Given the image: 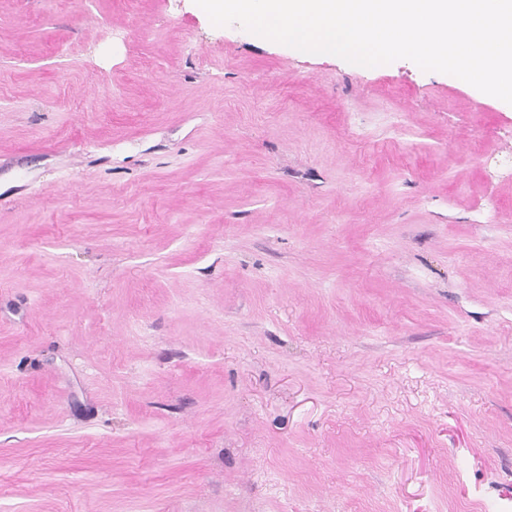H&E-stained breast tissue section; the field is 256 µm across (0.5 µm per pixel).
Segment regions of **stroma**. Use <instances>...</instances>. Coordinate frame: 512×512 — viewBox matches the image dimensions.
I'll use <instances>...</instances> for the list:
<instances>
[{
    "label": "stroma",
    "mask_w": 512,
    "mask_h": 512,
    "mask_svg": "<svg viewBox=\"0 0 512 512\" xmlns=\"http://www.w3.org/2000/svg\"><path fill=\"white\" fill-rule=\"evenodd\" d=\"M0 512H512V107L0 0Z\"/></svg>",
    "instance_id": "1"
}]
</instances>
